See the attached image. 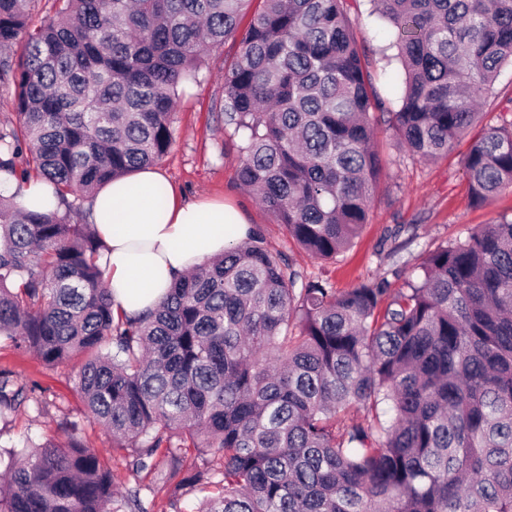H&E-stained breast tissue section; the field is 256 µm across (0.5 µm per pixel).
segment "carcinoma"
<instances>
[{
    "mask_svg": "<svg viewBox=\"0 0 512 512\" xmlns=\"http://www.w3.org/2000/svg\"><path fill=\"white\" fill-rule=\"evenodd\" d=\"M0 0V173L36 178L63 211L0 193V340L45 365L85 356L89 418L162 480L210 485L205 512H512V219L429 252L417 281L340 293L308 279L255 230L175 282L154 310L112 299L106 249L70 198L156 165L179 90L208 52L224 68V124L239 182L312 257L357 238L382 169L387 117L411 158L448 154L512 63V0H373L395 30L400 108L375 87L348 0ZM478 205L512 190V119L462 159ZM34 390L0 372V414ZM359 405L369 413L346 420ZM201 448L183 467L181 449ZM0 512H108L111 472L76 431L0 458ZM147 512L129 489L120 512Z\"/></svg>",
    "mask_w": 512,
    "mask_h": 512,
    "instance_id": "1",
    "label": "carcinoma"
}]
</instances>
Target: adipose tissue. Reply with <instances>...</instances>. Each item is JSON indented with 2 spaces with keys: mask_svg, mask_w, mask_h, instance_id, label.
Instances as JSON below:
<instances>
[{
  "mask_svg": "<svg viewBox=\"0 0 512 512\" xmlns=\"http://www.w3.org/2000/svg\"><path fill=\"white\" fill-rule=\"evenodd\" d=\"M163 181L143 168L112 179L92 202L91 220L108 245L100 259L108 286L130 313L156 308L176 278L223 256L230 244L224 226L231 212L221 200L186 203L171 190L164 209H154L150 195Z\"/></svg>",
  "mask_w": 512,
  "mask_h": 512,
  "instance_id": "ef3b65f1",
  "label": "adipose tissue"
}]
</instances>
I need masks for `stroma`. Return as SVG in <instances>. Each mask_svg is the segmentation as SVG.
Returning <instances> with one entry per match:
<instances>
[{
  "label": "stroma",
  "mask_w": 512,
  "mask_h": 512,
  "mask_svg": "<svg viewBox=\"0 0 512 512\" xmlns=\"http://www.w3.org/2000/svg\"><path fill=\"white\" fill-rule=\"evenodd\" d=\"M357 33L365 49L373 82L390 110H398L403 71L395 57L390 25L372 15L369 0H355ZM239 44L227 40L211 52L200 80L185 85L176 106L174 138L159 171L186 199L213 196L230 204L250 228L259 230L266 245L281 252L310 278H325L336 291L387 279L391 291L416 279L418 264L429 250L466 236L471 230L507 216L512 217V192L484 206L474 205L461 157L471 140L463 138L446 157L435 161L410 159L394 141L386 123L376 126L375 146L383 170L375 186L369 218L354 245L336 262L310 257L291 237L277 217L263 208L238 181L242 156L228 143L232 128L219 111L223 97L224 67L238 53ZM512 107V64L502 66L492 92L483 97L474 125L482 130L500 123L501 112ZM79 359L48 367L33 354L0 342V371L13 373L19 382L36 388L35 401L0 417V452L64 440L70 428L103 455L112 472L117 493L136 489L148 512H200L205 492L188 491L175 482H162L167 467L165 453H157L156 467L142 472L130 466V452L112 444V435L86 414L75 388Z\"/></svg>",
  "instance_id": "stroma-1"
}]
</instances>
